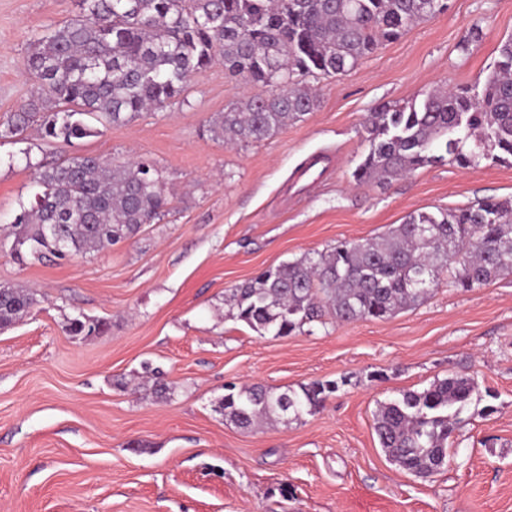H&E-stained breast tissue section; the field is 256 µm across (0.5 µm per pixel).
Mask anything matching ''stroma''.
<instances>
[{
  "mask_svg": "<svg viewBox=\"0 0 512 512\" xmlns=\"http://www.w3.org/2000/svg\"><path fill=\"white\" fill-rule=\"evenodd\" d=\"M78 11V0H0V123L33 89L32 37ZM510 35L512 0H448L348 73L315 79L317 107L260 142L211 135L230 103L268 93L220 63L193 75L184 98L102 134L64 143L35 124L0 139V226L33 199L39 161L146 160L173 196L165 217L99 252L20 262L0 246V284L38 299L0 331V512H512V277L443 285L389 319L314 322L285 338L259 336L224 303L265 268L382 235L412 212L512 198L511 160L436 164L389 185L352 177L369 112L473 84ZM315 154L334 174L292 196ZM80 313L106 331L71 335ZM147 361L167 397L140 381ZM452 374L475 376L478 390L448 467L422 479L386 456L374 413ZM326 380L338 390L287 423L244 429L221 408L229 384Z\"/></svg>",
  "mask_w": 512,
  "mask_h": 512,
  "instance_id": "35a3bbf8",
  "label": "stroma"
}]
</instances>
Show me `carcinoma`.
Segmentation results:
<instances>
[{"label": "carcinoma", "mask_w": 512, "mask_h": 512, "mask_svg": "<svg viewBox=\"0 0 512 512\" xmlns=\"http://www.w3.org/2000/svg\"><path fill=\"white\" fill-rule=\"evenodd\" d=\"M76 18L37 34L25 61L38 86L0 138L41 121L44 137L69 142L99 126L162 109L215 60L265 97L230 104L209 131L262 141L317 105L309 76L347 73L413 24L448 9V0H79ZM368 152L353 172L359 184H388L449 162L477 169L512 157V37L472 87H438L417 102L382 104L366 120ZM40 192L20 204L11 252L21 258L100 251L165 212L169 198L147 162L77 156L36 165ZM512 276V198L482 199L438 213L417 211L379 239L339 241L328 253L268 268L230 289L236 318L261 336L282 338L331 313L339 322L385 320L413 308L443 280L470 290ZM37 303L30 289L0 286V329ZM107 322L78 314L74 335L100 334ZM338 389L314 381L277 392L231 387L224 417L242 428L286 422L315 410ZM478 389L450 375L379 406L375 431L399 467L429 476L448 465V439Z\"/></svg>", "instance_id": "carcinoma-1"}]
</instances>
